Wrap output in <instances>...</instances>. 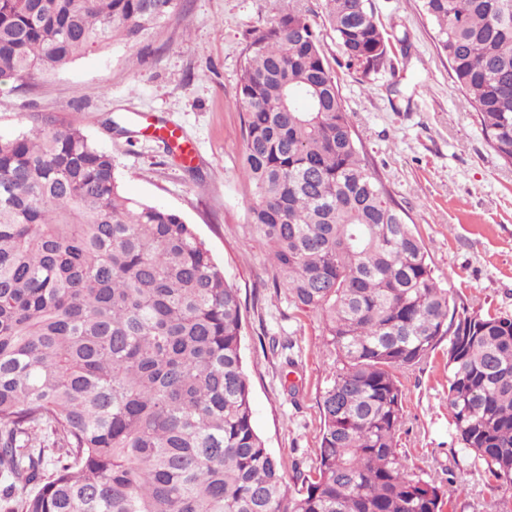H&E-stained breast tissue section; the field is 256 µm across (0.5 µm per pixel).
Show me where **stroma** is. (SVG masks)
Instances as JSON below:
<instances>
[{"label": "stroma", "mask_w": 512, "mask_h": 512, "mask_svg": "<svg viewBox=\"0 0 512 512\" xmlns=\"http://www.w3.org/2000/svg\"><path fill=\"white\" fill-rule=\"evenodd\" d=\"M291 7L319 32L354 137L388 198L424 239L436 277L474 306L512 314V166L488 146L422 0H372L392 51L385 69L367 80L344 66L321 0H182L139 43L117 40L36 80L0 84V138L28 128L35 112L79 117L92 144L111 154L128 196L193 224L239 290L255 426L292 491L297 470L315 463L318 396L332 359L319 318L294 307L253 240L237 100L251 31ZM143 115L178 127L195 151L192 164L140 133ZM273 336L292 341L293 371L272 352ZM400 381L406 401L397 452L408 470L450 486L442 512H512V495L481 472L450 423L447 339Z\"/></svg>", "instance_id": "stroma-1"}]
</instances>
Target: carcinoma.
<instances>
[{
	"label": "carcinoma",
	"mask_w": 512,
	"mask_h": 512,
	"mask_svg": "<svg viewBox=\"0 0 512 512\" xmlns=\"http://www.w3.org/2000/svg\"><path fill=\"white\" fill-rule=\"evenodd\" d=\"M454 82L512 166V0H422ZM180 0H0V80L137 43ZM367 79L370 0H323ZM255 241L334 355L313 471L290 492L253 422L238 290L193 225L127 196L72 117L0 139V512H440L397 455V372L448 340L463 448L512 492V315L449 295L352 133L319 35L290 9L251 33L237 91Z\"/></svg>",
	"instance_id": "obj_1"
}]
</instances>
